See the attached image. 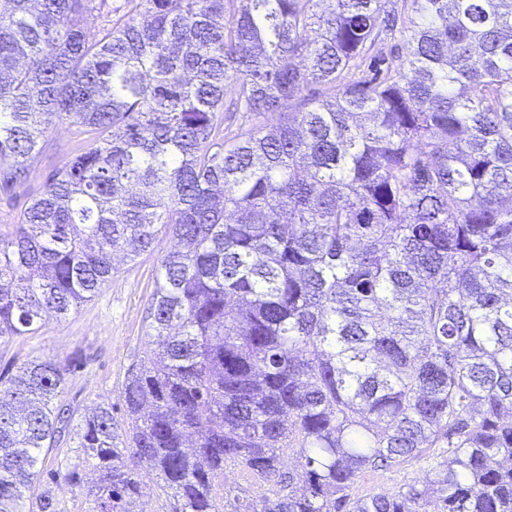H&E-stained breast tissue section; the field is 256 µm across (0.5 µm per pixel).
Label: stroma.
Here are the masks:
<instances>
[{"instance_id": "stroma-1", "label": "stroma", "mask_w": 512, "mask_h": 512, "mask_svg": "<svg viewBox=\"0 0 512 512\" xmlns=\"http://www.w3.org/2000/svg\"><path fill=\"white\" fill-rule=\"evenodd\" d=\"M77 138L73 127L61 126L44 138L37 172L17 187L13 197L0 194V224L14 223L29 200L38 195L53 170L69 158ZM170 238H160L152 251L120 265L99 293L89 302L59 320L46 318L37 335L22 336L0 346V375L11 377L25 363L37 358L69 361L61 404L83 414L96 406L120 407L121 392L129 366L150 347L146 309L155 288L161 257L172 247ZM40 478L24 501L26 512H40L39 498L49 495L57 512H90L87 485L64 479L73 471L88 477L90 466L76 447L74 436H66L57 447L42 453ZM428 460H413L386 472L369 473L358 484L359 495L392 489L430 475Z\"/></svg>"}]
</instances>
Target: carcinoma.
Returning a JSON list of instances; mask_svg holds the SVG:
<instances>
[{
  "label": "carcinoma",
  "mask_w": 512,
  "mask_h": 512,
  "mask_svg": "<svg viewBox=\"0 0 512 512\" xmlns=\"http://www.w3.org/2000/svg\"><path fill=\"white\" fill-rule=\"evenodd\" d=\"M6 3L0 190L55 126L79 146L0 224V345L173 240L122 419L76 424L91 512L144 468L167 512H512V0ZM68 373L0 382V512ZM430 464L431 462L426 459L413 460L390 471L368 473L358 484V494L363 496L381 489L396 488L405 482L425 481L431 476Z\"/></svg>",
  "instance_id": "carcinoma-1"
}]
</instances>
